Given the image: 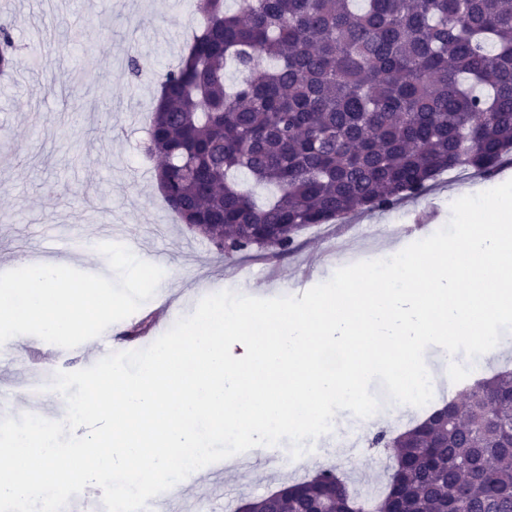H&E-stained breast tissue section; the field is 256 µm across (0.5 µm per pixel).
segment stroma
Listing matches in <instances>:
<instances>
[{"label":"stroma","mask_w":512,"mask_h":512,"mask_svg":"<svg viewBox=\"0 0 512 512\" xmlns=\"http://www.w3.org/2000/svg\"><path fill=\"white\" fill-rule=\"evenodd\" d=\"M196 0H0V22L9 23L21 65L0 76V269L14 256H39L48 241L73 257L97 240L98 222L123 225L130 250L156 259L174 290L208 296L229 283L248 286L257 298L281 296L289 280L308 271L311 284L392 243H413L404 225L425 214L428 233L444 227L455 188L482 192L512 180V165L485 180L467 172L439 176L425 193L387 210H362L350 224L305 228L297 246L279 260L278 273L259 253L220 256L205 238L168 209L155 183L156 159L145 147L155 107L157 77L175 65L200 21ZM145 67L131 77L130 57ZM75 236L57 239L56 227ZM163 330L144 303L100 336L107 347L146 348ZM30 336L11 340L13 357L0 358V395L25 393L24 353ZM303 457L290 456L289 440L274 455L255 452L251 465L215 487L208 471L178 493L169 512L189 500L200 512H227L239 497L274 491L284 478L308 475L309 461L336 465L362 487L387 478L385 453L371 445L368 427L334 419L330 433Z\"/></svg>","instance_id":"obj_1"}]
</instances>
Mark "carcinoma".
Here are the masks:
<instances>
[{"mask_svg": "<svg viewBox=\"0 0 512 512\" xmlns=\"http://www.w3.org/2000/svg\"><path fill=\"white\" fill-rule=\"evenodd\" d=\"M197 0L201 22L160 74L149 151L181 223L226 253H288L299 233L387 209L442 173L512 158V0ZM244 76L226 87V68ZM0 27V72L14 69ZM275 191L260 199L237 175ZM410 429L377 494L333 466L231 512H512V369Z\"/></svg>", "mask_w": 512, "mask_h": 512, "instance_id": "obj_1", "label": "carcinoma"}]
</instances>
